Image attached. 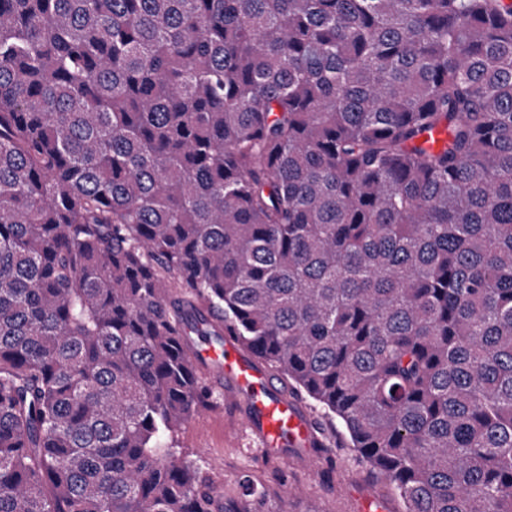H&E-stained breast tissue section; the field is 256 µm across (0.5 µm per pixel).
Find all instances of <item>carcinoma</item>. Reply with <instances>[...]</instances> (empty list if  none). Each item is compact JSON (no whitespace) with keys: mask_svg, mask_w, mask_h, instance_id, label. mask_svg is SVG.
Returning a JSON list of instances; mask_svg holds the SVG:
<instances>
[{"mask_svg":"<svg viewBox=\"0 0 512 512\" xmlns=\"http://www.w3.org/2000/svg\"><path fill=\"white\" fill-rule=\"evenodd\" d=\"M226 331L400 512H512V0H0V512H215Z\"/></svg>","mask_w":512,"mask_h":512,"instance_id":"obj_1","label":"carcinoma"}]
</instances>
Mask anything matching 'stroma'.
I'll return each mask as SVG.
<instances>
[{
	"label": "stroma",
	"instance_id": "obj_1",
	"mask_svg": "<svg viewBox=\"0 0 512 512\" xmlns=\"http://www.w3.org/2000/svg\"><path fill=\"white\" fill-rule=\"evenodd\" d=\"M242 416V406L222 395L179 433L188 459L223 497L235 498L238 478L248 474L267 489L269 512H364L366 501L380 500L378 479L351 449L263 458L247 438Z\"/></svg>",
	"mask_w": 512,
	"mask_h": 512
}]
</instances>
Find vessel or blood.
Instances as JSON below:
<instances>
[{
    "label": "vessel or blood",
    "mask_w": 512,
    "mask_h": 512,
    "mask_svg": "<svg viewBox=\"0 0 512 512\" xmlns=\"http://www.w3.org/2000/svg\"><path fill=\"white\" fill-rule=\"evenodd\" d=\"M190 355L209 371L228 394L246 405L244 424L264 455L300 451L314 440L310 415L298 399L278 385L274 375L249 354L236 337L225 336L222 344L192 346Z\"/></svg>",
    "instance_id": "1"
}]
</instances>
